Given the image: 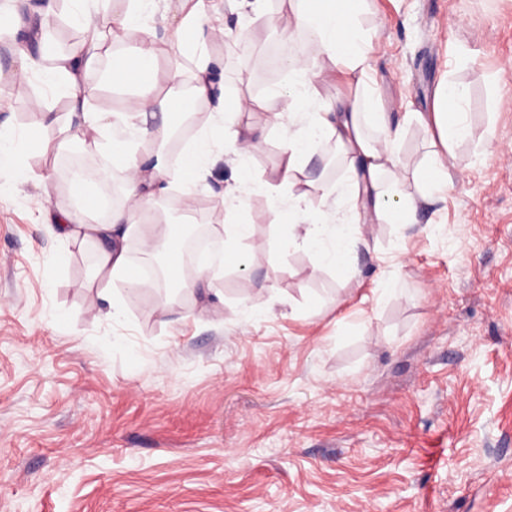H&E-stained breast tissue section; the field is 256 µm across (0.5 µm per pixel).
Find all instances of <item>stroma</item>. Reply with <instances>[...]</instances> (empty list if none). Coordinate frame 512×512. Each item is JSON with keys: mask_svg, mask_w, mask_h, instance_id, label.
<instances>
[{"mask_svg": "<svg viewBox=\"0 0 512 512\" xmlns=\"http://www.w3.org/2000/svg\"><path fill=\"white\" fill-rule=\"evenodd\" d=\"M67 31L68 0H24L0 42V86L47 9ZM288 0L224 7L213 50L225 98L287 85L259 73L287 37ZM371 95L395 117L426 112L441 80L464 86L469 136L452 184L415 224H375L352 258L357 283L316 268L266 218L278 198L244 195L224 265L171 291L115 282L122 308L92 310L95 248L43 225L82 198L63 159L31 161L51 189L0 176V512H512V0H367ZM39 80L15 91L0 130L37 127ZM264 130L253 179L280 162L282 131L262 109L226 118ZM395 152L428 164L431 136L408 123ZM219 161L189 202L224 223ZM393 280L397 289L379 290Z\"/></svg>", "mask_w": 512, "mask_h": 512, "instance_id": "35a3bbf8", "label": "stroma"}]
</instances>
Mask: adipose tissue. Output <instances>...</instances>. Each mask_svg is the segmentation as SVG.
<instances>
[{"label":"adipose tissue","instance_id":"1","mask_svg":"<svg viewBox=\"0 0 512 512\" xmlns=\"http://www.w3.org/2000/svg\"><path fill=\"white\" fill-rule=\"evenodd\" d=\"M111 0H72L69 20L81 27L86 38L81 49L61 54L55 66L24 57L13 74L12 85L22 88L32 75L58 92H69L72 106L59 129L55 144L41 142L36 133L0 131V170L19 176L31 174L33 151L61 152L80 144L111 154L126 173L127 206L112 210L107 220L97 216L96 194H86L87 205L77 212H58L47 224L49 236L65 244L95 247L92 278L93 305L111 301V287L123 281L140 287L128 256L127 241L137 236L144 249L164 250V277L182 283L180 248L175 236L158 240L148 229L149 212L156 200L169 202L170 212L186 210L190 198L221 154L232 155L238 170L235 184L224 190L228 214H235L251 188L247 163L263 143L262 131L252 126L228 130L225 117L252 111L246 99L224 101L214 92L213 73L219 65L211 44L224 35L221 0H127L122 10H110ZM366 0H290L287 31H303L315 49L311 56L289 57L285 68L287 89L262 104L272 112L283 130L278 168L261 184L265 191L287 190L286 210L274 211V221H288L297 228L302 246L319 267L344 269L360 245L368 240L373 224H414L419 201L406 190L407 175L397 162L394 147L404 126L392 122L381 102H367L360 91L365 86L373 46L364 35L361 17ZM161 18L167 33L169 60H158V38L154 18ZM135 31V42L113 52L117 32ZM111 57V86L142 84L143 90L126 101L121 110L100 112L90 103L94 89L80 81L82 71ZM344 78L348 93L334 103L320 97L321 83ZM463 87L440 82L429 112L415 118L444 149H452L468 135L463 112ZM180 107L209 103L214 112L212 126L196 134L181 148L174 167L153 159L149 145L168 143L175 129L170 102ZM374 126L380 139L367 136ZM121 137H114L113 129ZM334 142L348 164L346 177L335 184L309 180L305 174L314 146Z\"/></svg>","mask_w":512,"mask_h":512}]
</instances>
